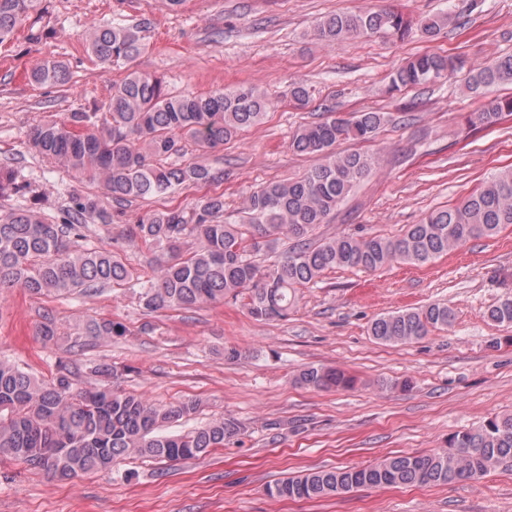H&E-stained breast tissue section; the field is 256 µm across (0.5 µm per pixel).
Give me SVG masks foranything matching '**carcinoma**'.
Listing matches in <instances>:
<instances>
[{"instance_id":"1","label":"carcinoma","mask_w":512,"mask_h":512,"mask_svg":"<svg viewBox=\"0 0 512 512\" xmlns=\"http://www.w3.org/2000/svg\"><path fill=\"white\" fill-rule=\"evenodd\" d=\"M38 0H0V43L22 27ZM477 0L413 21L395 9L331 14L320 18L308 37L319 45L382 33L405 39L420 31L437 36L451 26L467 27ZM147 23L91 27L89 49L102 69L127 68L112 86L102 112H70L62 121L43 120L30 126L29 145L69 173L99 180L116 202L131 203L177 189L219 180L207 166L188 162L173 166L168 159L187 155L189 148H215L262 122L270 103L257 88L241 84L208 94L172 96L162 82L129 69L145 49ZM468 68L467 91L477 97L502 82H512V56L490 63L466 65L450 55L425 52L388 76L389 89L435 83ZM67 67L48 63L31 72L32 83L63 85ZM512 117V98L486 100L471 123L485 128ZM390 121L385 112L360 111L341 115L331 109L318 122L297 128L291 148L321 163L287 182L254 189L241 217L225 215L224 194L207 195L192 210L166 206L147 211L129 222L124 210L114 212L96 195H77L63 223L57 224L29 209L0 216V290L21 288L31 295H91L107 285L131 281L122 258L112 248L79 246L87 237L86 220L102 225L131 224L127 240L166 245L178 251L193 238L199 247L181 257L157 263L153 278L139 283L144 308L186 309L215 304L228 297L247 299L257 320L288 317L297 292L317 283L329 269L376 271L394 263L427 264L472 238L492 236L512 225V167L500 171L459 203L430 212L395 237L339 235L314 240L316 229L368 176L377 158L358 151H340L347 141L374 139ZM18 190L14 170L0 164V196ZM257 229L254 235L251 229ZM284 234L294 241L283 258L263 268L253 256L270 246L265 237ZM497 323H512V298L489 311ZM454 313L433 303L381 315L371 323L374 339L406 344L430 329L448 327ZM90 336H121L124 328L110 319L86 324ZM112 378L116 369L99 361L82 368L59 361L54 376L43 379L14 363L0 360V461L24 463L60 480L108 470L124 456L179 461L222 448L241 435L232 418L221 417L179 434L162 429L195 414L194 403L157 408L142 397L109 387L77 391L82 375ZM298 381L318 389H347L355 384L349 372L309 367ZM500 466H512V415L494 416L478 427L448 438L440 452L387 456L359 467L307 471L267 487L271 497L321 500L354 489L448 484L475 479Z\"/></svg>"}]
</instances>
